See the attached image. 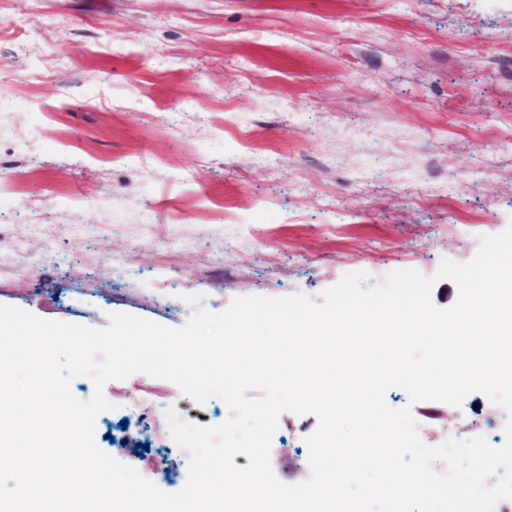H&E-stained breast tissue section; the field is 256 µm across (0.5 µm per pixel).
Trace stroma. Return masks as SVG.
<instances>
[{
  "label": "stroma",
  "instance_id": "stroma-1",
  "mask_svg": "<svg viewBox=\"0 0 512 512\" xmlns=\"http://www.w3.org/2000/svg\"><path fill=\"white\" fill-rule=\"evenodd\" d=\"M0 304L170 327L185 296L319 297L470 261L512 224V0H0ZM97 445L161 490L189 454L156 417L228 416L171 382H108ZM479 394L418 427L502 432ZM315 416L279 417L274 471L307 467Z\"/></svg>",
  "mask_w": 512,
  "mask_h": 512
}]
</instances>
